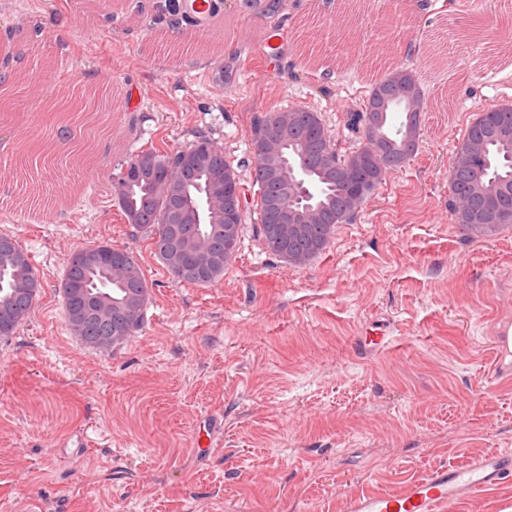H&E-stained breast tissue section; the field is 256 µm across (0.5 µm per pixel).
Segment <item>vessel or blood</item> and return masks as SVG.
<instances>
[{
	"instance_id": "1",
	"label": "vessel or blood",
	"mask_w": 512,
	"mask_h": 512,
	"mask_svg": "<svg viewBox=\"0 0 512 512\" xmlns=\"http://www.w3.org/2000/svg\"><path fill=\"white\" fill-rule=\"evenodd\" d=\"M512 477V454L482 457L465 466L433 467L394 493L349 497L347 512H450L467 494L491 490Z\"/></svg>"
}]
</instances>
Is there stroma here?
I'll use <instances>...</instances> for the list:
<instances>
[{
    "label": "stroma",
    "mask_w": 512,
    "mask_h": 512,
    "mask_svg": "<svg viewBox=\"0 0 512 512\" xmlns=\"http://www.w3.org/2000/svg\"><path fill=\"white\" fill-rule=\"evenodd\" d=\"M217 3L202 37L132 0H0V58L19 29L42 23L45 39L23 72L28 104L0 120V169L25 141L55 152L58 107L83 76L110 77L112 104L110 155L40 168L27 184L48 198L37 216L20 196L0 205V234L42 283L0 340V512H345L349 495L512 452V378L492 349L495 323L512 318V228L467 239L448 204L457 140L477 112L512 102V9L358 0L341 24L325 0H287L269 24ZM311 22L325 52H351L347 67H306ZM272 26L281 47L260 77ZM199 41L185 64L180 49ZM396 41L428 52L408 60L430 106L418 153L311 264L268 252L248 224L219 282L175 283L114 203L121 158L204 135L247 188L254 117L292 105L354 150L344 116ZM102 242L134 251L149 287L141 329L105 353L70 330L57 292L71 254ZM382 325L391 342L365 346Z\"/></svg>",
    "instance_id": "stroma-1"
}]
</instances>
